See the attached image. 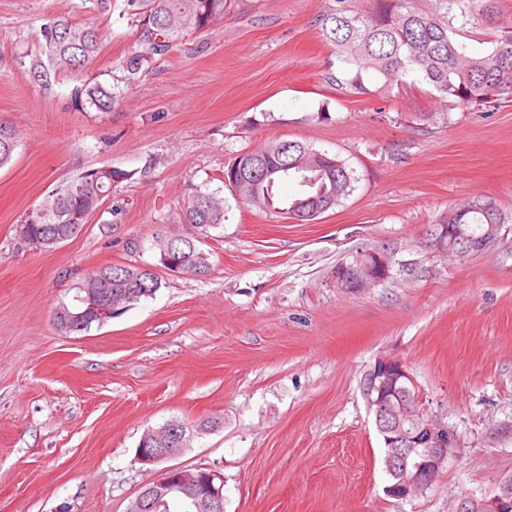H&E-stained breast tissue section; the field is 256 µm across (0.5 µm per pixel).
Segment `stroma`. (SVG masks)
Wrapping results in <instances>:
<instances>
[{
    "instance_id": "obj_1",
    "label": "stroma",
    "mask_w": 512,
    "mask_h": 512,
    "mask_svg": "<svg viewBox=\"0 0 512 512\" xmlns=\"http://www.w3.org/2000/svg\"><path fill=\"white\" fill-rule=\"evenodd\" d=\"M326 0H228L224 17L125 84L137 35L100 0H0V122L18 134L0 168V512H127L160 469L136 448L167 421L216 420L178 465L224 480V512H454L512 478V102L446 109L408 75L390 95H351L314 20ZM68 16L98 29L97 56L51 91L22 74L40 30ZM122 87L112 111L81 112L76 88ZM449 111V123L429 122ZM298 140L354 169L352 194L297 223L235 199L224 166L268 138ZM115 170L76 238L41 251L26 212L83 171ZM218 192L223 226L182 223L196 189ZM486 198L510 221L490 249H421L457 204ZM171 231L197 240L204 277L161 274L151 298L81 333L53 312L79 277L157 265ZM382 243L424 272L363 292L336 263ZM412 372L428 415L459 444L433 489L397 500L360 391L379 359Z\"/></svg>"
}]
</instances>
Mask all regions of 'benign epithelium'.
<instances>
[{
  "label": "benign epithelium",
  "mask_w": 512,
  "mask_h": 512,
  "mask_svg": "<svg viewBox=\"0 0 512 512\" xmlns=\"http://www.w3.org/2000/svg\"><path fill=\"white\" fill-rule=\"evenodd\" d=\"M502 225H487L486 233L478 238L454 233L449 225L437 224L429 229L426 248L434 253L455 252L459 257L487 250L498 241ZM399 249L380 245L359 257L355 263H338L331 279L340 286L351 281L356 288H372L385 283L399 272L403 260ZM99 303L88 312L102 322L116 314L112 297L108 296L110 281L101 279ZM368 407L377 428L383 432L387 445L395 451L387 455V467L393 483L385 487L388 496L405 499L425 493L434 477L448 463L457 447V435L447 425L429 417L422 408V399L413 374L398 360L377 361L366 374ZM200 425L168 421L142 437L145 447L138 449L137 460L143 465H159L177 457L190 442ZM213 470L185 469L166 465L161 477L149 484L133 501L128 512H160L169 502L179 503L188 512H224L223 485ZM455 512H512V479L502 482L499 491L490 498L459 501Z\"/></svg>",
  "instance_id": "obj_1"
}]
</instances>
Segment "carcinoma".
<instances>
[{"label":"carcinoma","mask_w":512,"mask_h":512,"mask_svg":"<svg viewBox=\"0 0 512 512\" xmlns=\"http://www.w3.org/2000/svg\"><path fill=\"white\" fill-rule=\"evenodd\" d=\"M120 16L134 28L138 50L123 61L126 80L135 82L151 70L155 56L168 53L185 34L201 31L224 18L227 0H121ZM371 10H360L355 0H328L317 16L316 27L323 40L347 65L344 83L350 93H371L364 75L372 72L392 88L415 73L451 105H465L491 112L512 101V23L500 22L499 0H437L438 8L425 12L414 0H373ZM460 27L490 26L497 31L494 49L487 55H470L450 33L454 21ZM99 51L97 32L60 16L43 25L41 49L21 60L22 73L50 90L62 73L78 76ZM113 87L85 84L77 92V108L109 112L117 104ZM18 146L13 127L0 123V167L9 163ZM236 177L234 196L247 206L271 215L295 214L310 222L327 204L338 205L353 189V170L336 155L298 141L275 140L245 149L224 169V177ZM109 167L89 170L66 181L29 210L20 224L24 242L47 250L82 231L88 216L112 191ZM296 178L305 191L292 198L277 193L279 183ZM224 197L198 191L183 204L182 220L202 232L224 224ZM459 224L466 234L478 237L488 224H503L505 217L495 202L477 199L455 206L443 220ZM176 254L182 271L208 275V258L194 242L182 240ZM112 277V298L131 290L137 300L153 296L161 286L159 277L138 267L106 265L83 275L78 287V305L70 312L84 311L82 298L93 288L96 277Z\"/></svg>","instance_id":"1"}]
</instances>
